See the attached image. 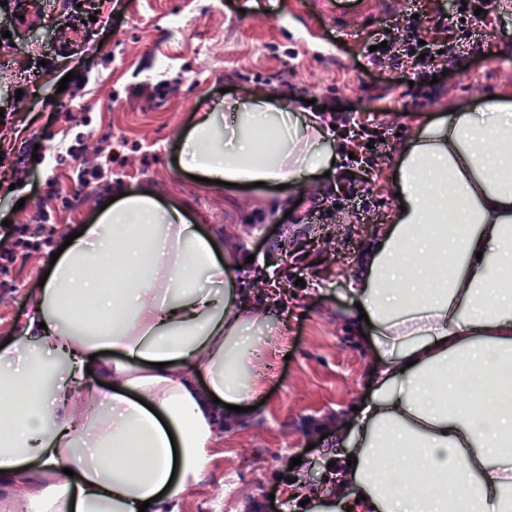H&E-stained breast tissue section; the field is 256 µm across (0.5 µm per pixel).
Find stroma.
Wrapping results in <instances>:
<instances>
[{
    "label": "stroma",
    "instance_id": "obj_1",
    "mask_svg": "<svg viewBox=\"0 0 512 512\" xmlns=\"http://www.w3.org/2000/svg\"><path fill=\"white\" fill-rule=\"evenodd\" d=\"M109 25L91 22V11ZM191 20L183 36L162 41L167 19ZM475 32L480 55L462 54L440 76L434 101H414L405 78L367 69L362 44L337 42L329 26L308 29L275 0H16L0 6V337L11 335L32 293L49 268L61 234L47 244L21 248L26 209L42 205L52 223L74 229L89 223L100 206L119 191H153L183 204L201 224L232 230L231 245L248 259L249 279L278 274L292 283L294 311L284 322V348L266 353L255 365L262 380L257 409L237 414L224 425L223 455L201 482L183 492L177 512H197L216 496L224 470L238 454L255 448L275 450L265 470L241 469L245 495L271 512H299L283 500L285 480L308 471L310 494L321 507L332 506L322 478L336 446L330 427L369 396L376 360L346 329L350 303L347 280L359 256L393 206L392 161L412 126L437 112L468 106L474 98L512 95V0H498L496 15ZM44 61L28 77L30 57ZM171 68L155 86L137 73L159 58ZM67 89H59L60 80ZM272 98H304L314 111L336 109L331 149L344 155L341 172L320 178L311 188L284 191L196 185V197L179 191L190 183L178 165L180 136L200 107L220 104L226 95L243 98L253 90ZM166 94L167 111L150 108ZM373 124L382 142L373 146L374 170L356 173L349 153H360V127ZM112 130V158L101 161L88 202L78 213L66 210L78 186L68 165L46 178L35 161V145L51 140L83 143L89 129ZM358 174L355 194L337 191L342 175ZM335 239L333 251L310 246L320 236ZM288 242L287 261H278L280 240ZM300 465H292V458Z\"/></svg>",
    "mask_w": 512,
    "mask_h": 512
}]
</instances>
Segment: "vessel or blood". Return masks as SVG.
Returning <instances> with one entry per match:
<instances>
[{"label":"vessel or blood","instance_id":"1","mask_svg":"<svg viewBox=\"0 0 512 512\" xmlns=\"http://www.w3.org/2000/svg\"><path fill=\"white\" fill-rule=\"evenodd\" d=\"M312 20L332 27L337 41L351 44L378 15L393 16L396 0H311Z\"/></svg>","mask_w":512,"mask_h":512}]
</instances>
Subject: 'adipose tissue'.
<instances>
[{"label":"adipose tissue","mask_w":512,"mask_h":512,"mask_svg":"<svg viewBox=\"0 0 512 512\" xmlns=\"http://www.w3.org/2000/svg\"><path fill=\"white\" fill-rule=\"evenodd\" d=\"M331 124L258 89L199 112L181 165L301 190L336 169ZM393 173L390 220L348 282L377 363L368 400L331 431L338 506L512 512V404L483 388L512 381V97L421 123ZM445 215L456 232H427ZM447 261L451 276L433 280ZM237 265L211 225L141 189L83 226L0 346V512H164L197 484L227 405L259 389L252 328L279 321L239 290ZM73 297L111 320L78 319ZM410 461L425 487L404 484Z\"/></svg>","instance_id":"obj_1"}]
</instances>
